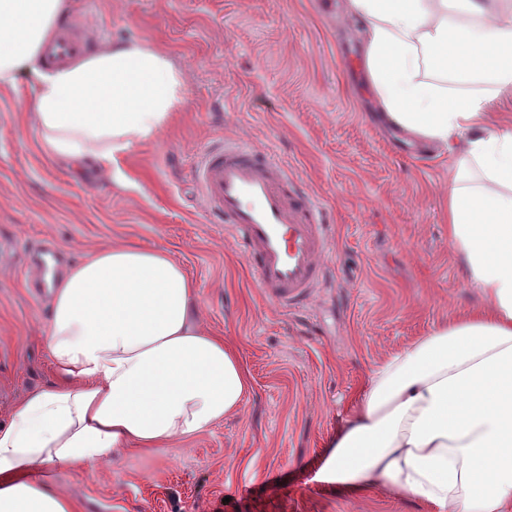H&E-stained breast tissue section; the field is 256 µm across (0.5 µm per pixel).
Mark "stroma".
Here are the masks:
<instances>
[{
  "label": "stroma",
  "mask_w": 512,
  "mask_h": 512,
  "mask_svg": "<svg viewBox=\"0 0 512 512\" xmlns=\"http://www.w3.org/2000/svg\"><path fill=\"white\" fill-rule=\"evenodd\" d=\"M70 24L106 45L139 41L181 72L186 102L155 143L103 170L41 149L30 79L0 89V425L51 387L49 305L28 267L93 249H159L192 280L203 326L235 345L252 393L236 414L174 448L68 470L79 512H431L383 487L317 481L350 403L390 355L485 305L448 240L456 157L378 122L365 22L345 0H71ZM273 149L328 207V281L279 307L200 199L191 168L207 144Z\"/></svg>",
  "instance_id": "1"
}]
</instances>
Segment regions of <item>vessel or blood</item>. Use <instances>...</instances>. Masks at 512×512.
<instances>
[{
  "label": "vessel or blood",
  "instance_id": "obj_1",
  "mask_svg": "<svg viewBox=\"0 0 512 512\" xmlns=\"http://www.w3.org/2000/svg\"><path fill=\"white\" fill-rule=\"evenodd\" d=\"M60 30L56 59L92 44L70 23ZM194 178L209 212L242 245L265 297L283 307L305 301L324 278L321 258L331 245L321 203L294 190L287 166L269 149L240 138L206 146Z\"/></svg>",
  "mask_w": 512,
  "mask_h": 512
}]
</instances>
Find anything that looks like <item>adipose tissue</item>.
<instances>
[{
    "label": "adipose tissue",
    "instance_id": "adipose-tissue-1",
    "mask_svg": "<svg viewBox=\"0 0 512 512\" xmlns=\"http://www.w3.org/2000/svg\"><path fill=\"white\" fill-rule=\"evenodd\" d=\"M69 0H0V88L33 84L48 156L123 180L118 160L153 143L186 97L181 73L139 42L48 66ZM385 119L457 157L448 239L487 301L389 356L362 387L317 475L381 486L432 512H512V124L489 129L512 89V0H349ZM479 83L452 91L423 71ZM57 384L0 425V512H75L50 481L120 451L200 435L252 392L238 351L198 321L196 290L166 252L115 245L48 284Z\"/></svg>",
    "mask_w": 512,
    "mask_h": 512
}]
</instances>
